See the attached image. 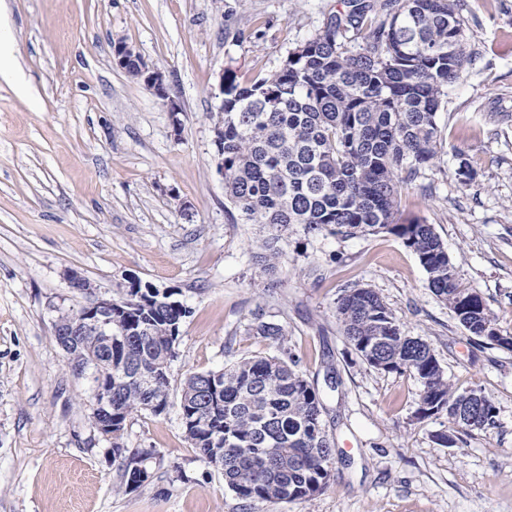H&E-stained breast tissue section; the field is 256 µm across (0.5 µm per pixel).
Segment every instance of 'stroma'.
Listing matches in <instances>:
<instances>
[{
  "label": "stroma",
  "mask_w": 512,
  "mask_h": 512,
  "mask_svg": "<svg viewBox=\"0 0 512 512\" xmlns=\"http://www.w3.org/2000/svg\"><path fill=\"white\" fill-rule=\"evenodd\" d=\"M470 61L438 114L442 150L402 184L399 208L432 224L462 288L512 333V0H456ZM341 0H0L16 38L0 66V512H512V350L478 344L388 233L289 226L275 267L268 226L232 219L216 167L223 71H278ZM134 47L163 72L172 114L118 67ZM467 161L475 177L461 183ZM77 273L109 297L128 281L173 289L192 310L169 369V404L132 414L118 438L91 419V389L56 343L78 309ZM374 288L403 332L425 339L457 391H482L494 427L433 436L421 383L370 368L336 319L344 290ZM284 341L254 335L255 314ZM293 356L317 390L336 454L304 500L246 506L185 438L181 387L240 359ZM144 449L149 479L127 489L113 446Z\"/></svg>",
  "instance_id": "stroma-1"
}]
</instances>
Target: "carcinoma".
I'll return each mask as SVG.
<instances>
[{
	"mask_svg": "<svg viewBox=\"0 0 512 512\" xmlns=\"http://www.w3.org/2000/svg\"><path fill=\"white\" fill-rule=\"evenodd\" d=\"M311 39L288 53L284 66L251 84L224 72V192L245 223L265 224V258L288 225L307 234L328 230L353 236L389 233L401 239L427 274L430 291L480 342L512 350L496 318L475 292L460 287L434 226L399 210L401 184L434 162L441 148L437 117L448 85L468 63L465 21L451 0H343ZM350 42L357 48L347 47ZM190 309L177 292L160 297L132 280L112 305V358L103 337L79 336L66 351L75 372L94 357L101 375L124 366L130 374L112 385V434L138 410L159 414L167 403L169 368ZM343 333L370 367L406 371L423 386L419 420L444 415L456 427L484 430L496 410L478 390L457 392L430 345L407 336L368 287L350 288L337 302ZM250 329L281 341L284 327L261 316ZM180 405L186 439L250 504L309 498L324 491L336 452L323 427V405L294 359L244 358L217 371L186 378ZM126 487L149 478V452L126 455Z\"/></svg>",
	"mask_w": 512,
	"mask_h": 512,
	"instance_id": "1",
	"label": "carcinoma"
}]
</instances>
